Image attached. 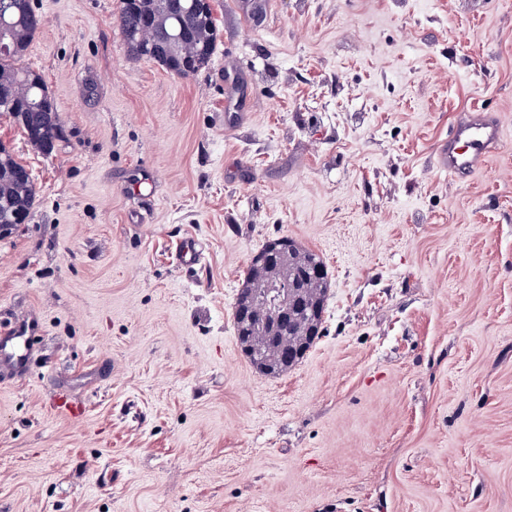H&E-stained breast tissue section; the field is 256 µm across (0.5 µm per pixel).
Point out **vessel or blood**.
<instances>
[{
    "mask_svg": "<svg viewBox=\"0 0 512 512\" xmlns=\"http://www.w3.org/2000/svg\"><path fill=\"white\" fill-rule=\"evenodd\" d=\"M502 124L496 114L471 109L466 111L442 140L434 152L435 168L453 180L460 181L484 169L489 156L500 144ZM177 263L191 269L202 258V250L195 239L180 240L175 249ZM29 354V338L21 327L0 333V367L14 370L25 366Z\"/></svg>",
    "mask_w": 512,
    "mask_h": 512,
    "instance_id": "vessel-or-blood-1",
    "label": "vessel or blood"
}]
</instances>
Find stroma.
Instances as JSON below:
<instances>
[{
    "label": "stroma",
    "instance_id": "obj_1",
    "mask_svg": "<svg viewBox=\"0 0 512 512\" xmlns=\"http://www.w3.org/2000/svg\"><path fill=\"white\" fill-rule=\"evenodd\" d=\"M248 2L211 0L180 78L131 55L120 0H32L60 132L44 153L0 114L36 191L0 231V328L30 336L0 512H512V0ZM473 103L503 137L458 182L431 155ZM282 237L329 288L267 376L233 306ZM175 258L180 266L192 269L200 263L202 249L194 238H185L177 243Z\"/></svg>",
    "mask_w": 512,
    "mask_h": 512
}]
</instances>
